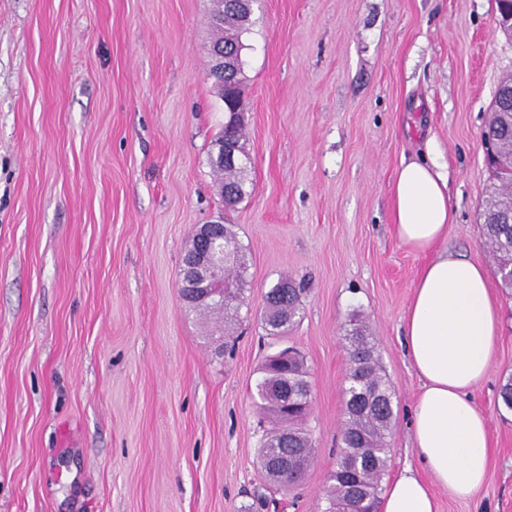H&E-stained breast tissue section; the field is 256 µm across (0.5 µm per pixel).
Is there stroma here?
<instances>
[{"label": "stroma", "mask_w": 512, "mask_h": 512, "mask_svg": "<svg viewBox=\"0 0 512 512\" xmlns=\"http://www.w3.org/2000/svg\"><path fill=\"white\" fill-rule=\"evenodd\" d=\"M210 0H0V512H320L344 419L349 318L361 311L394 423L385 480L417 465L422 390L405 348L428 254L391 219L401 161L434 142L454 216L441 249L483 266L502 331L472 398L492 458L469 500L512 512V291L482 242L483 131L512 38L496 0H258L240 110L254 190L225 207L209 156L227 115ZM248 258L232 353L177 284L198 225ZM304 292L286 337L264 296ZM292 346L311 385L303 484L268 482L253 402Z\"/></svg>", "instance_id": "35a3bbf8"}]
</instances>
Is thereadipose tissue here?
<instances>
[{
  "instance_id": "adipose-tissue-1",
  "label": "adipose tissue",
  "mask_w": 512,
  "mask_h": 512,
  "mask_svg": "<svg viewBox=\"0 0 512 512\" xmlns=\"http://www.w3.org/2000/svg\"><path fill=\"white\" fill-rule=\"evenodd\" d=\"M447 178L436 165L402 162L393 186V223L402 245L431 249L448 233ZM500 317L486 270L442 252L413 285L405 346L423 382L411 435L419 468H405L387 487L382 512H439L436 489L472 498L486 483L491 441L471 392L486 376Z\"/></svg>"
}]
</instances>
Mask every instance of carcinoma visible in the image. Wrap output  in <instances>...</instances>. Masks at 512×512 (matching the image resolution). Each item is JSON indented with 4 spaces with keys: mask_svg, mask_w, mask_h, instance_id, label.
<instances>
[{
    "mask_svg": "<svg viewBox=\"0 0 512 512\" xmlns=\"http://www.w3.org/2000/svg\"><path fill=\"white\" fill-rule=\"evenodd\" d=\"M209 22L218 37L209 45V54L224 49L228 62L233 65L224 77L221 95L229 88L241 94L242 37L250 29L252 10L240 0H211ZM512 90V76L503 79L495 93L491 106V118L484 137L489 149L497 157L496 164L489 168L488 196L481 213L482 237L495 260L501 287L511 289L508 278L512 265V101L505 102L502 94ZM229 139L239 146L242 160L236 167H227L210 157L212 168L222 175L221 196L224 206L234 207L250 191L246 184V173L252 162L244 146L243 126L239 116L229 117L215 145ZM224 231V252L231 256L227 271L234 273L240 282L246 269L245 256L238 246L236 233L228 224ZM302 289L288 279H281L265 295L263 328L266 335L282 336L298 314ZM241 299V289L227 295L224 305L217 310L224 312V320L236 317ZM352 329L348 333V386L345 388L344 422L341 433V448L336 469L330 474V485L326 492L322 512H376L381 490V481L386 471L385 439L393 425L392 393L380 375L374 356V347L367 336L365 321L353 315ZM263 379L257 386V407L272 415L275 427L266 434L258 451V465L263 475L271 482L290 487L301 482L312 458L309 445L311 431L307 426V414L300 412L285 419L278 389L283 385L298 390H307V368L303 356L296 355L290 365L275 372L269 364L262 367Z\"/></svg>",
    "mask_w": 512,
    "mask_h": 512,
    "instance_id": "cac0c4a2",
    "label": "carcinoma"
}]
</instances>
